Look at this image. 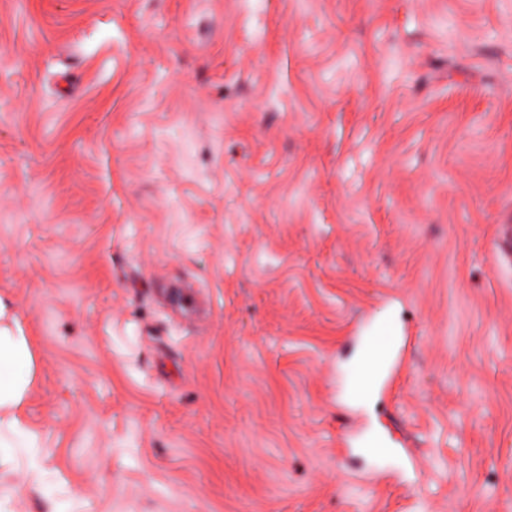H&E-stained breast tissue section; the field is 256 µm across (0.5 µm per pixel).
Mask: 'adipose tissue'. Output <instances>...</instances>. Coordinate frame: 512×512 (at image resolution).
<instances>
[{"mask_svg": "<svg viewBox=\"0 0 512 512\" xmlns=\"http://www.w3.org/2000/svg\"><path fill=\"white\" fill-rule=\"evenodd\" d=\"M37 364L29 336L7 298L0 295V463L27 461L37 469V439L22 408L36 379Z\"/></svg>", "mask_w": 512, "mask_h": 512, "instance_id": "adipose-tissue-1", "label": "adipose tissue"}]
</instances>
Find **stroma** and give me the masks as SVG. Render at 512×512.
I'll list each match as a JSON object with an SVG mask.
<instances>
[{"mask_svg": "<svg viewBox=\"0 0 512 512\" xmlns=\"http://www.w3.org/2000/svg\"><path fill=\"white\" fill-rule=\"evenodd\" d=\"M502 224L512 0H0V512H512ZM36 372L30 336L21 327L10 301L0 294V464L18 463L21 457L35 479H40L34 452L37 439L22 417ZM367 344L363 358L351 377L352 386L358 390L381 384L382 378L379 371L385 363L395 369L397 364L402 362L408 336H399L397 341H391L388 346L369 336Z\"/></svg>", "mask_w": 512, "mask_h": 512, "instance_id": "35a3bbf8", "label": "stroma"}]
</instances>
